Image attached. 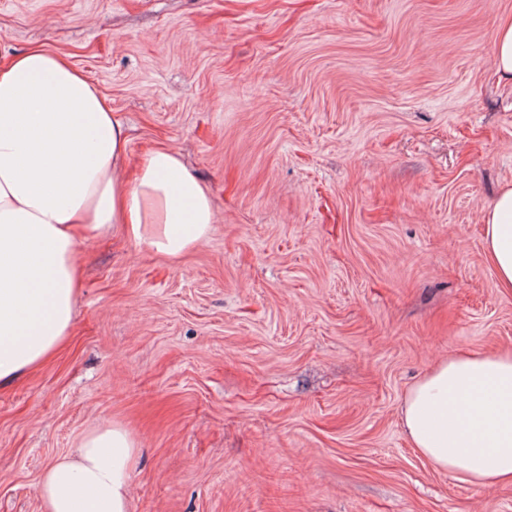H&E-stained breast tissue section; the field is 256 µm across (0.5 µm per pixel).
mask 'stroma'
Here are the masks:
<instances>
[{"label": "stroma", "instance_id": "35a3bbf8", "mask_svg": "<svg viewBox=\"0 0 512 512\" xmlns=\"http://www.w3.org/2000/svg\"><path fill=\"white\" fill-rule=\"evenodd\" d=\"M512 0H0V64L67 56L167 145L216 224L180 261L80 246L71 344L0 388V512L96 427L138 443L130 512H512L412 448L441 358L512 350L482 213L512 182ZM494 60L497 73L512 79V19L499 24L494 39Z\"/></svg>", "mask_w": 512, "mask_h": 512}]
</instances>
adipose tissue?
I'll list each match as a JSON object with an SVG mask.
<instances>
[{"mask_svg": "<svg viewBox=\"0 0 512 512\" xmlns=\"http://www.w3.org/2000/svg\"><path fill=\"white\" fill-rule=\"evenodd\" d=\"M131 166L129 139L83 72L35 48L0 68V386L37 369L70 334L78 239L120 225L169 259L206 242L216 221L206 186L169 146ZM487 259L512 292V183L485 209ZM404 429L439 470L472 485L512 482V352L438 361L406 394ZM137 444L98 427L55 460L38 488L44 512H129Z\"/></svg>", "mask_w": 512, "mask_h": 512, "instance_id": "obj_1", "label": "adipose tissue"}]
</instances>
